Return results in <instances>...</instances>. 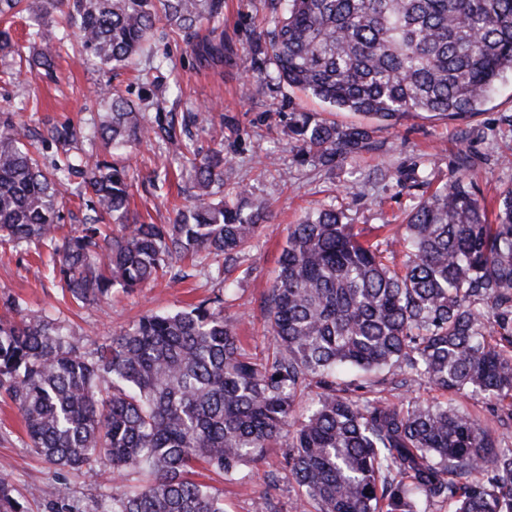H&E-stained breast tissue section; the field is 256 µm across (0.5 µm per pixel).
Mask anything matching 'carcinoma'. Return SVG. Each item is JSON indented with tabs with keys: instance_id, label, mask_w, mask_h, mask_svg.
<instances>
[{
	"instance_id": "obj_1",
	"label": "carcinoma",
	"mask_w": 512,
	"mask_h": 512,
	"mask_svg": "<svg viewBox=\"0 0 512 512\" xmlns=\"http://www.w3.org/2000/svg\"><path fill=\"white\" fill-rule=\"evenodd\" d=\"M253 72L347 112L391 121L411 112L482 111L512 72V0H271ZM224 0H0L25 16L40 46L31 63L55 73L62 50L115 72L150 51L160 27L216 23ZM224 53L223 37L197 46ZM84 127L47 122L24 131L21 106L0 113V244L36 242L73 302L92 307L180 276L186 259L212 260L224 282L265 221L266 206L224 204V148L201 154L198 115L155 117L107 80ZM299 156L322 167L369 148V131L290 113ZM56 147L48 159L24 142ZM104 158L91 164L78 144ZM153 140L194 169L191 204L170 224L129 221L128 169L105 156ZM85 210L61 236L64 189ZM115 229H109L110 223ZM400 237L371 242L336 209L288 228L263 310L270 343L254 356L224 321L222 299L142 315L110 338L72 341L18 296L0 299V394L22 416L30 447L56 472L113 485L112 512H225L193 479L225 475L284 448L282 473L297 512H512V442L448 402L411 397L427 383L481 394L512 429V188L488 211L463 176L423 197ZM407 250L402 270L389 264ZM389 392L392 402L382 396ZM312 396L306 416L298 401ZM0 512H29L0 478Z\"/></svg>"
}]
</instances>
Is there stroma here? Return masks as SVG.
Instances as JSON below:
<instances>
[{"instance_id": "obj_1", "label": "stroma", "mask_w": 512, "mask_h": 512, "mask_svg": "<svg viewBox=\"0 0 512 512\" xmlns=\"http://www.w3.org/2000/svg\"><path fill=\"white\" fill-rule=\"evenodd\" d=\"M270 16V0H224V14L216 27L224 33L223 59L202 56L196 49L210 37L214 28L210 24L190 33L174 30L153 51L155 58L171 57L176 70L151 71L145 81L137 80L131 70L110 77L95 63L78 66L65 55L57 61L55 80L36 70L17 73L20 58L33 56L35 49L24 21L11 24L15 50L0 52V112L13 111L23 102L27 108L22 119L29 127L47 118L80 123L97 111L92 91L108 78L143 111L204 112L195 130L196 144L204 151L223 147L232 167L225 194L243 191L250 200L267 203L269 213L240 262L241 267L250 268V276L230 289L195 273L182 281H160L134 294L116 292L96 306L70 311L61 301L60 288L39 272L35 253L22 256L0 244V298L21 297L30 308L61 321L73 340L83 342L90 336L120 333L148 310H179L219 294L224 298L225 320L245 349L259 355L269 343L261 301L277 275V258L289 225L308 212L334 206L358 231L382 239L396 231L418 202L422 189L414 175L424 176L434 190L465 171L489 201L512 187V73L497 84L483 111L474 116L418 112L380 122L357 112L331 110L287 84L270 86L253 77V45ZM174 80L180 82L183 96L157 103L160 89ZM299 111L339 126H366L371 150L330 168L296 162L288 115ZM166 159V153L148 143L134 150L129 161L131 217L167 224L187 204L193 191L188 169L171 165L169 182L157 187L145 179ZM358 184L363 185V193L351 194V187ZM1 422L8 432L0 434V467L18 494L27 495L33 486L41 490L40 498L30 501V512H45L51 500L111 512L112 497L99 485L72 473L56 476L53 467L31 450L15 406L0 401ZM282 454L281 448H270L260 461L233 476L204 470L198 480L223 498L226 512H253V501L265 489L267 474L279 471Z\"/></svg>"}]
</instances>
